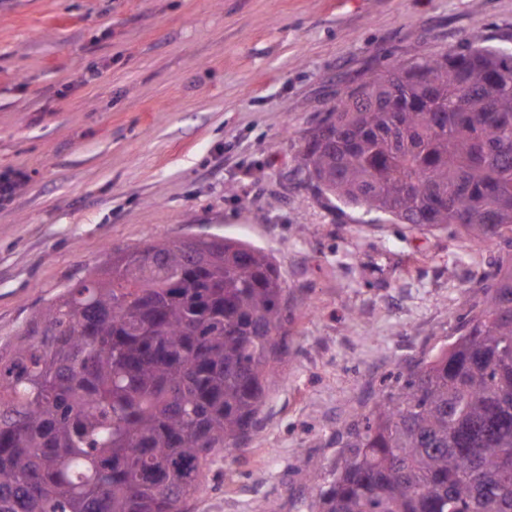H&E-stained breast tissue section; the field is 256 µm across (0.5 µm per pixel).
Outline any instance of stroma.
Listing matches in <instances>:
<instances>
[{
  "instance_id": "35a3bbf8",
  "label": "stroma",
  "mask_w": 512,
  "mask_h": 512,
  "mask_svg": "<svg viewBox=\"0 0 512 512\" xmlns=\"http://www.w3.org/2000/svg\"><path fill=\"white\" fill-rule=\"evenodd\" d=\"M477 24L512 47V0H0V345L113 249L263 248L294 314L283 375L188 512H306L304 475L447 343L505 248L335 209L296 171L303 137L371 73Z\"/></svg>"
}]
</instances>
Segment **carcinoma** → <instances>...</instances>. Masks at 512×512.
<instances>
[{
  "mask_svg": "<svg viewBox=\"0 0 512 512\" xmlns=\"http://www.w3.org/2000/svg\"><path fill=\"white\" fill-rule=\"evenodd\" d=\"M483 41L347 91L297 156L313 189L511 248L512 49ZM477 288L304 476L307 512H512V255ZM286 294L273 257L228 236L127 248L64 289L0 347V512H188L278 383Z\"/></svg>",
  "mask_w": 512,
  "mask_h": 512,
  "instance_id": "cac0c4a2",
  "label": "carcinoma"
}]
</instances>
